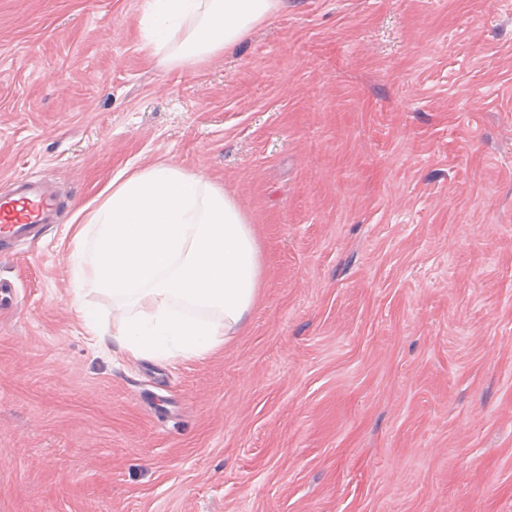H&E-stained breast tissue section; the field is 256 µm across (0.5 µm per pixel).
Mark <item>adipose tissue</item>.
<instances>
[{
	"label": "adipose tissue",
	"instance_id": "ef3b65f1",
	"mask_svg": "<svg viewBox=\"0 0 512 512\" xmlns=\"http://www.w3.org/2000/svg\"><path fill=\"white\" fill-rule=\"evenodd\" d=\"M286 0H144L146 40L168 65L231 51ZM74 275L111 294L123 355L194 357L242 326L262 277L253 228L205 175L169 162L123 169L75 235Z\"/></svg>",
	"mask_w": 512,
	"mask_h": 512
}]
</instances>
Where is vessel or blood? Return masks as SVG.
<instances>
[{
    "label": "vessel or blood",
    "instance_id": "b4317fda",
    "mask_svg": "<svg viewBox=\"0 0 512 512\" xmlns=\"http://www.w3.org/2000/svg\"><path fill=\"white\" fill-rule=\"evenodd\" d=\"M62 202L55 183L31 177L11 180L0 192V252L15 249L59 221Z\"/></svg>",
    "mask_w": 512,
    "mask_h": 512
}]
</instances>
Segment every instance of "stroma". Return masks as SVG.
<instances>
[{"label": "stroma", "mask_w": 512, "mask_h": 512, "mask_svg": "<svg viewBox=\"0 0 512 512\" xmlns=\"http://www.w3.org/2000/svg\"><path fill=\"white\" fill-rule=\"evenodd\" d=\"M144 34L0 0V188L64 200L0 254V512H512V0H288L192 68ZM162 161L233 195L262 282L133 362L72 219Z\"/></svg>", "instance_id": "stroma-1"}]
</instances>
